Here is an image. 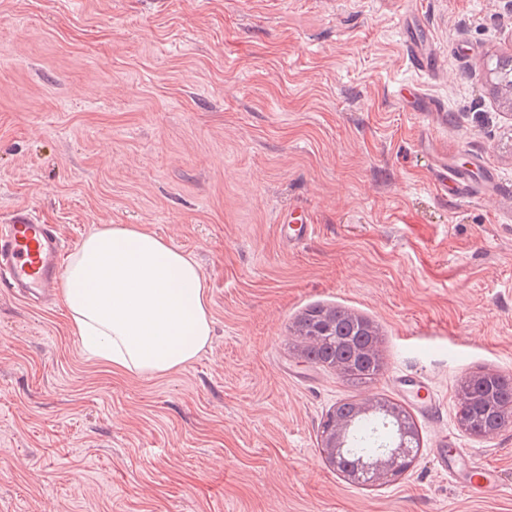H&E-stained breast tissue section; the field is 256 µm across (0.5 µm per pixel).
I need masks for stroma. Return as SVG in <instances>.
<instances>
[{"mask_svg": "<svg viewBox=\"0 0 512 512\" xmlns=\"http://www.w3.org/2000/svg\"><path fill=\"white\" fill-rule=\"evenodd\" d=\"M425 21L433 76L403 52ZM512 53L502 0H0V219L17 207L80 246L137 224L192 258L213 334L143 377L89 358L62 297L0 293V512H512V427L466 433L459 383L512 377V215L437 194L439 159L512 187V115L483 73ZM442 100L422 123L394 89ZM316 226L289 246L277 218ZM370 320L384 360L352 385L307 360L308 306ZM425 374L405 474L358 486L321 451L336 403L396 399ZM497 467L475 498L439 444ZM299 210V215L294 216ZM278 222L280 224H286L287 236L283 239L291 246L302 244L305 240L310 238L314 233V226L310 224L306 217L305 207L296 202V204L287 211L279 214ZM289 224V225H288ZM396 386L401 396L418 411L427 415L437 412L439 399L422 376L401 374L396 377Z\"/></svg>", "mask_w": 512, "mask_h": 512, "instance_id": "35a3bbf8", "label": "stroma"}]
</instances>
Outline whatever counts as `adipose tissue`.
<instances>
[{"label": "adipose tissue", "mask_w": 512, "mask_h": 512, "mask_svg": "<svg viewBox=\"0 0 512 512\" xmlns=\"http://www.w3.org/2000/svg\"><path fill=\"white\" fill-rule=\"evenodd\" d=\"M59 288L84 351L115 370L165 375L191 363L210 342L200 268L140 226L115 224L86 237Z\"/></svg>", "instance_id": "1"}]
</instances>
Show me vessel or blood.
I'll return each instance as SVG.
<instances>
[{"mask_svg":"<svg viewBox=\"0 0 512 512\" xmlns=\"http://www.w3.org/2000/svg\"><path fill=\"white\" fill-rule=\"evenodd\" d=\"M405 55L416 71L432 74L437 68V55L425 31L424 24L410 22L405 27ZM398 101L417 115L435 119L445 107L436 98L423 93L416 86H402L396 91ZM438 187L441 195L463 196L470 189L464 170L439 172ZM287 227L288 245L302 244L314 233L306 215L288 208L278 217ZM68 253V244L56 225L42 223L27 208L13 210L5 222L0 223V289L21 298L48 295L60 278ZM401 396L418 411L431 415L439 407V399L432 386L419 375L402 374L396 378ZM442 473L450 481L461 484L473 495L488 497L500 490L497 469L489 464L472 460L461 448L436 451Z\"/></svg>","mask_w":512,"mask_h":512,"instance_id":"b4317fda","label":"vessel or blood"}]
</instances>
